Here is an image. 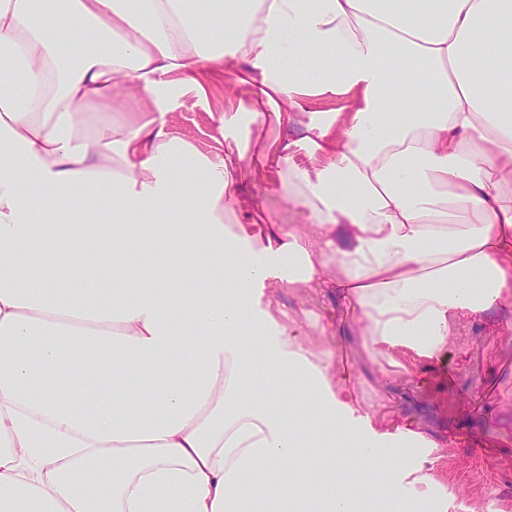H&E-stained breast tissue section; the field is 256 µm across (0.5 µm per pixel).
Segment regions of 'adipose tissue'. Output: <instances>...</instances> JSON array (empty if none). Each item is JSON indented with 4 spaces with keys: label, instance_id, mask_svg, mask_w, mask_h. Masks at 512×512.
I'll return each instance as SVG.
<instances>
[{
    "label": "adipose tissue",
    "instance_id": "1",
    "mask_svg": "<svg viewBox=\"0 0 512 512\" xmlns=\"http://www.w3.org/2000/svg\"><path fill=\"white\" fill-rule=\"evenodd\" d=\"M0 50V512H300L315 479L310 512H355L361 458L393 503L432 484L256 287L334 290L408 375L512 308V0H0ZM231 61L248 125L302 139L207 155L156 120ZM256 160L306 227L249 205Z\"/></svg>",
    "mask_w": 512,
    "mask_h": 512
}]
</instances>
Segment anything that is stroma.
<instances>
[{"label": "stroma", "instance_id": "stroma-1", "mask_svg": "<svg viewBox=\"0 0 512 512\" xmlns=\"http://www.w3.org/2000/svg\"><path fill=\"white\" fill-rule=\"evenodd\" d=\"M247 86L227 98L225 81L198 97L185 87L171 101L169 118L175 131L206 154L234 149L212 122L214 112H233L247 99ZM254 207L273 224H304L299 209L261 167L243 172ZM278 300L297 319L310 339L331 349L337 372L356 376L363 404L380 405V419L411 425L435 442L436 490L448 496L450 512H512V309L496 308L480 322L463 321L449 343L447 358L418 377L392 371L381 377L380 365L362 348L335 292L312 288Z\"/></svg>", "mask_w": 512, "mask_h": 512}]
</instances>
